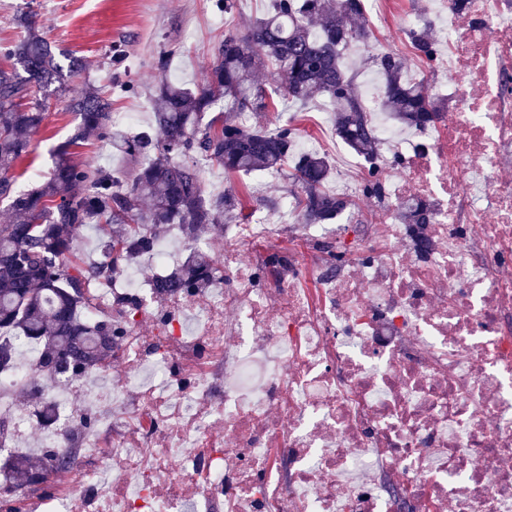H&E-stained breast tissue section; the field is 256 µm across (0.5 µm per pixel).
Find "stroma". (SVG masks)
Here are the masks:
<instances>
[{"label": "stroma", "instance_id": "35a3bbf8", "mask_svg": "<svg viewBox=\"0 0 512 512\" xmlns=\"http://www.w3.org/2000/svg\"><path fill=\"white\" fill-rule=\"evenodd\" d=\"M270 0H239L234 14H220L215 0H0V41L17 39L21 30L18 14L33 11L41 31L57 52L83 56L89 68L87 78L96 88L112 95L116 112H135L136 125L126 133L147 128L152 116L148 98L153 95L158 73L154 57L167 46L178 52L169 60L170 81L191 86L202 84L217 42L225 31L240 30L249 19L264 14ZM370 45L373 51H393L406 59L407 70L426 82L430 71L412 53L407 29L401 21L378 24L369 17ZM122 45L125 56L120 65L109 58L115 45ZM77 123L63 104L51 103L41 130L31 138L29 155L18 164L17 190L28 189L32 173L48 170L58 145L67 141ZM207 192L231 191L242 198L246 209L257 208L268 215L279 213V203L292 185L286 174L263 173L261 195H253L254 179L231 175L223 168L204 169Z\"/></svg>", "mask_w": 512, "mask_h": 512}]
</instances>
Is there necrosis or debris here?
<instances>
[{
	"instance_id": "4bbe7bcc",
	"label": "necrosis or debris",
	"mask_w": 512,
	"mask_h": 512,
	"mask_svg": "<svg viewBox=\"0 0 512 512\" xmlns=\"http://www.w3.org/2000/svg\"><path fill=\"white\" fill-rule=\"evenodd\" d=\"M448 110L386 156L337 155V194L382 184L375 219L224 228L194 292L95 289L125 330L123 382L52 394L67 471L21 512H512V0H440ZM416 197L431 223L401 224ZM280 264H272V257ZM151 329H143V322ZM0 375V422L33 429ZM113 405L85 432L71 407Z\"/></svg>"
}]
</instances>
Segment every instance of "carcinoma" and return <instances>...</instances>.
Instances as JSON below:
<instances>
[{"mask_svg": "<svg viewBox=\"0 0 512 512\" xmlns=\"http://www.w3.org/2000/svg\"><path fill=\"white\" fill-rule=\"evenodd\" d=\"M23 35L0 43V200L9 202L10 222L0 225V372L16 367L22 338L37 348L33 378L19 387L36 406V424L52 422L51 390L59 382L97 373L112 359L124 328L108 312L87 318L92 286L151 256L160 235L176 231L187 255L171 271L151 279L160 292L206 288L213 281L209 256L196 244L219 234L244 208L226 191L207 193L201 162L226 172H281L301 189L299 224H331L351 202L333 194L334 166L323 154H294L299 135L295 118L273 127H248L238 114L278 109L315 93L335 112L336 135L369 162L378 156L368 111L354 89L344 55L367 44L363 0H270L263 16L245 31H228L217 44L203 85L191 89L168 81L171 46L154 58L161 75L152 105L159 133L130 135L111 128L112 98L86 81L85 58L56 59L36 14L17 19ZM416 56L434 62L430 29L409 32ZM383 79L379 108L402 125L428 122L437 103L426 85L406 78L405 62L393 51L370 56ZM77 114L80 123L60 146L51 171L35 187L19 192L14 171L29 153L31 136L44 124L50 101ZM219 109V115L208 114ZM98 134L112 149L137 162L128 173L71 159V148ZM402 224L426 223L409 202L397 210ZM103 234L102 254L86 261L77 243L86 228ZM67 461L54 448L34 456L15 450L0 457V496L18 501L33 485L49 482Z\"/></svg>", "mask_w": 512, "mask_h": 512, "instance_id": "1", "label": "carcinoma"}]
</instances>
